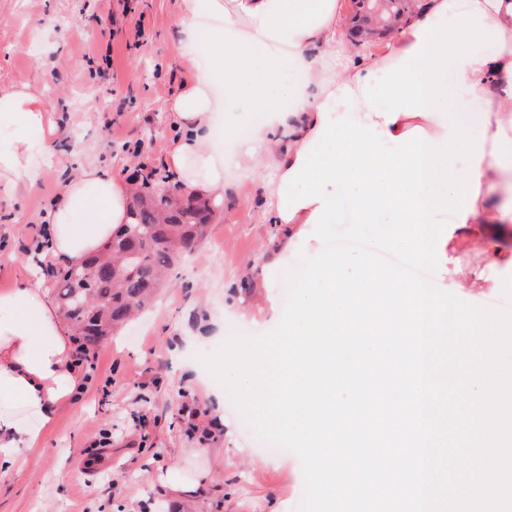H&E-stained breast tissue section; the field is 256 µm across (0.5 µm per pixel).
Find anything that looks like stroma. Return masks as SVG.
<instances>
[{
    "instance_id": "35a3bbf8",
    "label": "stroma",
    "mask_w": 512,
    "mask_h": 512,
    "mask_svg": "<svg viewBox=\"0 0 512 512\" xmlns=\"http://www.w3.org/2000/svg\"><path fill=\"white\" fill-rule=\"evenodd\" d=\"M181 0H0V87L41 90L59 124V162L19 203L0 197V290L39 277L32 236L76 166L96 161L128 176L163 166L176 130L166 102L197 69L176 54ZM145 34L136 37V25ZM97 113L81 111L87 84ZM273 168L233 166L224 203L204 244L187 255L156 303L95 350L97 371L76 405L60 409L43 442L0 470V512H297L304 475L295 453L267 452L201 363L227 338L255 336L282 314L280 274L322 240L299 225L284 244L268 214ZM448 264L434 284L460 299L493 306L512 275V242L489 258L476 239L449 232ZM108 447H98L101 433ZM181 464L194 488L166 500L159 477Z\"/></svg>"
}]
</instances>
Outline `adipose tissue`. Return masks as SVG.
<instances>
[{
	"label": "adipose tissue",
	"instance_id": "ef3b65f1",
	"mask_svg": "<svg viewBox=\"0 0 512 512\" xmlns=\"http://www.w3.org/2000/svg\"><path fill=\"white\" fill-rule=\"evenodd\" d=\"M182 51L204 44L208 65L168 102L180 135L165 165L189 193L224 198L223 152L213 142L217 95L271 116L256 129L239 165L273 160L272 221L289 238L296 225L330 224L350 201L360 224L389 213L412 262H444L441 212L477 224L490 252L512 240V202L490 206L499 177L512 173V0H426L398 25L381 57L336 71L311 55L339 38L337 0H182ZM298 70L301 87L281 111L271 94ZM462 95L508 114L495 131L444 123L448 73ZM288 128L279 146L273 129ZM55 112L28 85L0 89V191L21 199L54 164ZM465 159L457 168V159ZM132 187L111 168L78 167L48 211L49 252L81 264L129 219ZM82 377L59 309L28 280L0 291V468L39 442L58 408L72 405Z\"/></svg>",
	"mask_w": 512,
	"mask_h": 512
}]
</instances>
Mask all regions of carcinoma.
<instances>
[{
	"instance_id": "1",
	"label": "carcinoma",
	"mask_w": 512,
	"mask_h": 512,
	"mask_svg": "<svg viewBox=\"0 0 512 512\" xmlns=\"http://www.w3.org/2000/svg\"><path fill=\"white\" fill-rule=\"evenodd\" d=\"M415 0H352L351 34L382 36L408 19ZM168 177L149 171L131 205V220L112 233L104 250L55 274L56 299L76 341L90 351L120 330L137 307L151 304L157 280L180 257L171 243L190 250L208 235L215 210L209 201L187 195L172 201L161 186Z\"/></svg>"
}]
</instances>
